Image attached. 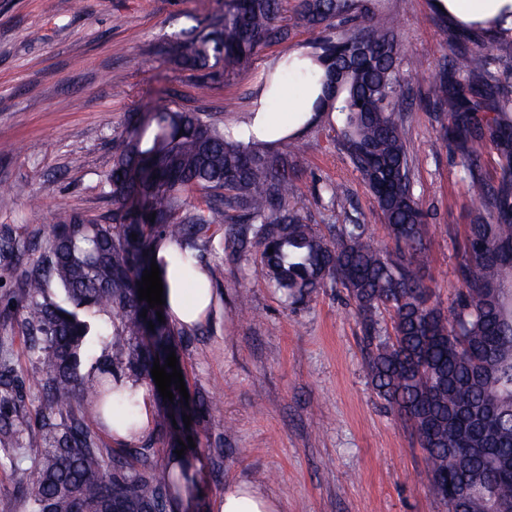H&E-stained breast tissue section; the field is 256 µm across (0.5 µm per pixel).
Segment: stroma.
I'll return each instance as SVG.
<instances>
[{
    "mask_svg": "<svg viewBox=\"0 0 512 512\" xmlns=\"http://www.w3.org/2000/svg\"><path fill=\"white\" fill-rule=\"evenodd\" d=\"M296 0H283L288 36L264 45L235 76L183 65L195 32L224 11V0H0V228L37 243L62 214L112 216L105 177L112 144L133 119L164 107L209 114L236 126L280 54L310 50L320 30L299 23ZM405 55L424 56L419 74L403 73L406 137L417 163L413 181L427 212L432 260L422 271L433 300L448 308L467 227L496 223L467 189L457 154L439 139L430 83L451 52L432 0H394ZM459 35L485 45L482 74L512 85V59L480 30ZM304 156L296 169L294 209L327 232L347 219L364 224L371 243L393 248L368 186L339 150L327 123L283 141ZM347 209L328 210L329 189ZM41 199L29 209L27 199ZM226 227L203 243L215 304L195 329L175 334L190 398L210 404L179 440L198 492L175 512H208L213 493L245 481L278 498L283 512H446L427 479V452L409 425L379 396L368 374L363 330L345 288L317 289L284 305L267 282L259 250L234 259ZM23 267L0 270V344L23 383L17 406L42 398L37 355L21 322Z\"/></svg>",
    "mask_w": 512,
    "mask_h": 512,
    "instance_id": "obj_1",
    "label": "stroma"
}]
</instances>
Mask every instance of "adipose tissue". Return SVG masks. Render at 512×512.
I'll list each match as a JSON object with an SVG mask.
<instances>
[{
    "label": "adipose tissue",
    "mask_w": 512,
    "mask_h": 512,
    "mask_svg": "<svg viewBox=\"0 0 512 512\" xmlns=\"http://www.w3.org/2000/svg\"><path fill=\"white\" fill-rule=\"evenodd\" d=\"M441 5L451 21L467 28H481L495 35H512V0H434ZM317 96V88H279L274 95L281 106L277 112H257L248 115L234 131L236 138L245 140L255 135L267 141L297 133ZM177 246H167L162 256L167 259L165 306L171 321L180 328L192 329L201 324L213 302L209 276L197 269L191 280H183L170 261ZM211 512H281L280 501L247 482H231L222 493L211 499Z\"/></svg>",
    "instance_id": "ef3b65f1"
}]
</instances>
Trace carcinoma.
<instances>
[{
  "instance_id": "cac0c4a2",
  "label": "carcinoma",
  "mask_w": 512,
  "mask_h": 512,
  "mask_svg": "<svg viewBox=\"0 0 512 512\" xmlns=\"http://www.w3.org/2000/svg\"><path fill=\"white\" fill-rule=\"evenodd\" d=\"M389 3L298 0L296 11L304 25L332 31L307 54L323 70L314 74L318 113L306 125L343 116L337 145L369 187L397 253L369 244L356 221L332 239L304 223L291 207L288 155L266 143L229 139L200 112L163 108L133 124L112 145V221L61 217L44 245H34L25 270L22 326L47 402L34 480L19 466L29 425L16 409L15 369L0 353V453L14 464L29 512H174L172 489L190 480L171 436L173 411L185 399L174 386V401L160 396L151 375L155 359L172 351L174 327L165 307L138 298V282L153 261L165 269L157 257L164 243L180 249V274L193 275L199 241L213 224L227 225L235 252L261 249L268 284L287 300L301 301L329 281L345 288L366 329L372 381L428 453L430 482L451 483L465 469L506 473L491 495L512 500V289L505 287L512 279V89L498 88L493 111H483L482 47L448 32L442 15L452 56L433 81V104L445 119L440 140L457 151L472 195L499 213L495 224L468 226L462 288L445 311L419 276L430 244L399 113L401 71L417 62L402 51ZM281 4L224 0V15L194 37L184 63L220 65L228 75L248 68L263 45L287 36L277 25ZM489 144L507 162L496 186L479 173ZM195 193L206 208L196 206ZM20 254L17 236L0 232V263L11 266ZM383 309L391 313V336L375 328ZM103 336L118 357L96 354ZM129 381L155 391L162 419L137 443L108 448L100 438L106 417L132 434L140 430Z\"/></svg>"
}]
</instances>
